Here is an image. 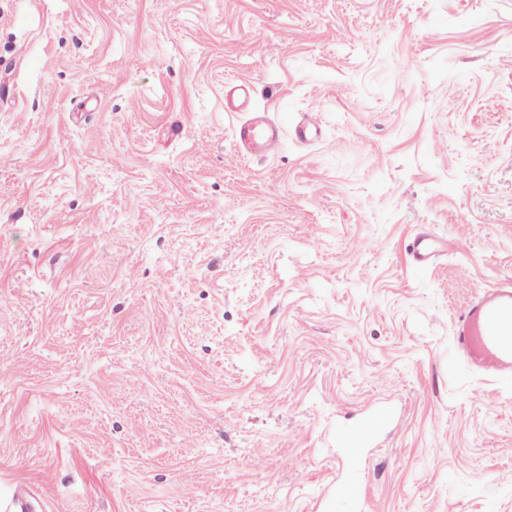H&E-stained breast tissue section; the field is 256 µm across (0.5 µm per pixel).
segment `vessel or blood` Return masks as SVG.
<instances>
[{
	"label": "vessel or blood",
	"mask_w": 512,
	"mask_h": 512,
	"mask_svg": "<svg viewBox=\"0 0 512 512\" xmlns=\"http://www.w3.org/2000/svg\"><path fill=\"white\" fill-rule=\"evenodd\" d=\"M233 135L247 154L271 152L280 140L278 125L265 116L242 119ZM447 248L436 234L422 233L412 251L414 262L426 267ZM453 344L457 357L476 373L494 380L512 378V280L475 294L455 320ZM393 420L391 408H372L359 427L341 435L340 443L351 449L366 446Z\"/></svg>",
	"instance_id": "obj_1"
}]
</instances>
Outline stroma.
<instances>
[{"label":"stroma","mask_w":512,"mask_h":512,"mask_svg":"<svg viewBox=\"0 0 512 512\" xmlns=\"http://www.w3.org/2000/svg\"><path fill=\"white\" fill-rule=\"evenodd\" d=\"M506 278L512 0H0L1 501L512 512V381L452 334ZM239 148L246 154L271 152L280 140L278 125L266 116L242 119L233 131ZM446 241L434 233L424 232L417 239L412 254L415 265L424 268L447 251ZM369 410V414L359 427L349 434L340 436V443L343 447L352 450L366 446L380 430L389 426L394 420V412L390 407H375Z\"/></svg>","instance_id":"stroma-1"}]
</instances>
